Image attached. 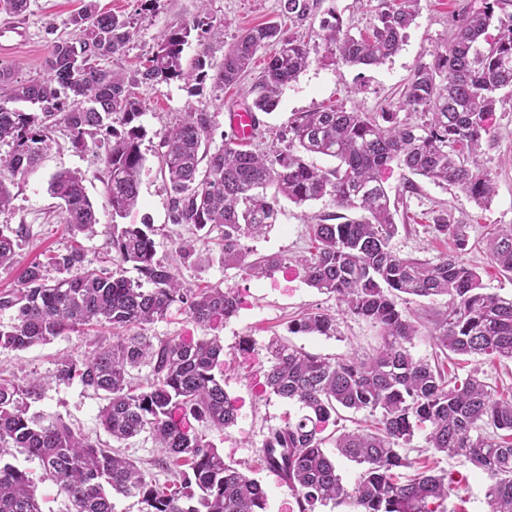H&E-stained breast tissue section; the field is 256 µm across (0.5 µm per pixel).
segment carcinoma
Masks as SVG:
<instances>
[{
	"mask_svg": "<svg viewBox=\"0 0 512 512\" xmlns=\"http://www.w3.org/2000/svg\"><path fill=\"white\" fill-rule=\"evenodd\" d=\"M323 2L280 0V11L297 28ZM418 2L378 0L375 23L358 34L344 28L332 8L316 36L345 65H377L400 49ZM452 21L444 51L415 66L404 94L402 105L421 112V122L342 106L302 112L281 133L288 149L271 157L230 140L211 149L213 115L187 112L161 139L159 173L169 193L170 222L191 228L195 241L181 242L170 258L158 259L152 225L114 224L113 260L132 265L140 278L94 268L82 248L70 246L45 262H31L20 287L0 291V314H9V322H0V349H27L93 325L111 330L112 342L87 357L62 358L54 380L68 385L77 379L103 393L99 420L112 439L150 433L172 474V486H161L118 450L100 447L59 418L30 412L42 396L39 379H0V512H42L35 486L7 460L14 448L40 460L70 512H113L115 493L139 498L142 512H266L261 484L225 463L207 435L191 425L224 430L236 423L237 408L224 389V343L217 336L154 343L143 334L174 306L200 328L236 313L232 289L194 288L181 278L179 264L212 260V242L221 247L224 265L249 278L259 280L288 265L299 268L310 287L336 300L337 312L371 323L381 338L364 358L322 357L282 337L261 350L253 344L237 348L257 364L268 394L301 410L269 429L261 449L266 465L288 483L299 512L328 506L438 512L456 492L452 474L416 468L404 453L424 425L435 452L462 457L486 474L488 512H512V397L489 389L476 367L460 381L414 358L408 344L419 328L398 308L404 295L445 296V309L430 330L437 354L512 359V298L485 292L480 272L465 262L470 225L446 213L432 229L451 243L447 253L426 259L395 251V215L416 184L407 181L392 197L382 180L395 163L459 189L479 206L495 192L482 148L494 141L491 121L500 92L512 88V0H467ZM71 24L75 37L55 42L41 79L22 81L0 70V147H8L0 154V212L12 203L16 178L39 165L58 125L68 129L73 149L100 151L112 216L135 209L146 159L140 150L143 129L136 124L141 110L128 90L132 84L179 80L191 91L208 79L219 88L238 85L257 53L274 46L261 74L242 89L250 99L246 111L255 117L271 113L283 88L311 63L305 37L265 24L244 30L219 67L205 50L184 67L192 32L223 35L224 24L203 8L192 21L169 25L148 64L127 76L101 61L124 53L135 34L133 22L101 11L96 0H83ZM491 27L497 30L492 37ZM313 156L332 158L336 165L319 168L309 162ZM84 181L77 171H58L48 192L58 201L60 223L91 236L97 218ZM326 196L348 214L331 216L333 224L308 225L314 253L253 258L247 241L276 223L281 200L304 205ZM25 234L23 224L0 225V268L14 263ZM486 247L491 264L512 274V225L497 226ZM338 326L336 315L311 312L288 322V332L331 338ZM144 363L150 376L134 380L131 369ZM341 409L366 412L376 426L326 433ZM329 442L361 466L353 485L343 482L325 452ZM403 469L414 473L403 480Z\"/></svg>",
	"mask_w": 512,
	"mask_h": 512,
	"instance_id": "carcinoma-1",
	"label": "carcinoma"
}]
</instances>
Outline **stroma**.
Segmentation results:
<instances>
[{
    "label": "stroma",
    "instance_id": "1",
    "mask_svg": "<svg viewBox=\"0 0 512 512\" xmlns=\"http://www.w3.org/2000/svg\"><path fill=\"white\" fill-rule=\"evenodd\" d=\"M463 0H420L419 13L407 31L400 49L377 66H349L336 62L325 43L317 37L309 41L310 65L287 85L277 108L260 117V127L251 140L253 149L269 153L284 149L279 133L288 119L298 112H314L329 105L340 104L363 112L389 109L399 119L414 123L418 113L401 107L400 94L410 79L418 60H431L433 53L443 50L452 34L451 15ZM82 0H29L27 11L14 15L0 8V67H15L19 78L33 80L44 75V61L58 39L72 37V16ZM100 9L135 17L136 35L123 54L105 62L106 68L133 73L142 67L156 48L160 33L172 23L192 20L200 10H207L214 21L223 22L224 36L220 39L192 34L184 47L183 61L191 63L200 50H207L213 65L224 60V51L240 30L256 25L275 23L282 29L291 24L279 9V0H156L154 9L138 14L139 0H98ZM141 104L139 119L144 129L141 151L146 158V171L140 188L141 203L125 218L129 224L152 225L158 257L170 255L178 239L190 237L188 228L176 226L168 219V193L159 174V144L165 130L184 113L208 112L214 117L217 137L214 146H221L223 136L233 135L228 113L241 108L240 91L232 86L219 89L205 83L200 89L188 90L178 80L159 85L139 83L131 88ZM495 141L487 148L483 160L492 169L496 191L487 207H477L456 188H446L423 177H416L418 189L407 198L409 219L393 241L394 249L404 255L435 258L447 252L449 244L433 232L431 225L439 211L451 213L455 219L469 224L471 250L465 260L479 267L486 292L504 297L512 295V276L503 275L492 266L484 252L487 232L496 224H512V95H503L493 117ZM77 170L87 176L86 191L91 199L98 224L92 237L82 238L81 244L88 262L93 266H112L107 250L112 235V208L104 186L98 178L102 170L95 149L74 150L65 127L51 134L50 148L41 164L25 176L16 179L10 209L0 212V224L26 225L29 235L23 239L12 267L0 269V290L19 287L23 269L46 252L64 248L71 241L66 225L57 217V202L47 191V182L55 171ZM331 198L295 205L281 204L278 221L262 237L252 241L255 255L285 252L305 255L313 243L307 227L320 216L336 212ZM182 279L198 287L218 286L234 289L241 300L237 314L214 329H201L186 323L179 311H171L164 319L147 329L154 338L182 336L193 340L220 336L224 343V387L239 404L238 419L226 431L210 430L208 438L223 454L226 463L244 471L263 486L267 494V512H298L296 500L284 481L268 469L260 453L261 443L270 427L283 424L299 413L297 404L276 396L257 392L262 373L239 354L235 347L240 337L248 336L256 345L269 339L288 337L290 343L306 351L326 357L361 356L377 349L380 338L371 323L350 316L340 317V336L289 335L288 322L306 312H335L336 302L330 295L308 286L295 269L274 272V279H287L284 288H272L269 281L250 279L238 269L224 266L221 258L206 265H181ZM272 278V279H273ZM444 298H412L404 310L420 330L410 347L418 359L433 360L435 348L427 334L437 311L443 309ZM109 333L96 336L66 333L49 343L22 351L0 350V377L19 382L37 377L45 390L35 410L60 417L83 434L112 446L109 433L101 426L98 412L104 401L91 388L80 382L58 385L53 381L60 356L82 359L97 345L110 343ZM410 459L433 470L455 472L463 476L465 485L459 496L450 497L447 512H488L485 492L487 478L462 458L450 459L436 454L426 442L425 430H417L408 450ZM37 488L44 512H67L69 503L57 487L44 477L38 459L23 453L14 460Z\"/></svg>",
    "mask_w": 512,
    "mask_h": 512
}]
</instances>
